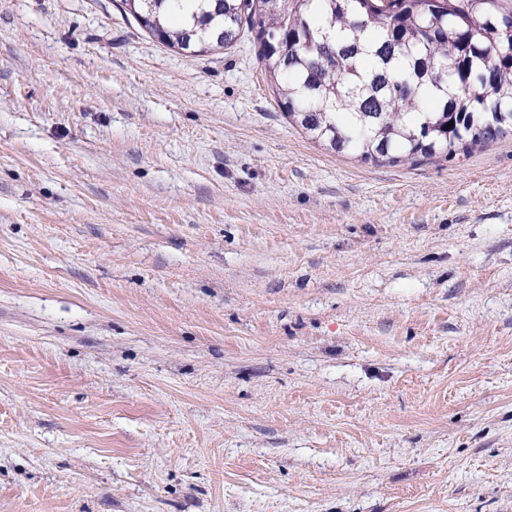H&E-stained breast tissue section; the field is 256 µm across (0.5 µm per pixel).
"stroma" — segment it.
<instances>
[{
    "label": "stroma",
    "mask_w": 512,
    "mask_h": 512,
    "mask_svg": "<svg viewBox=\"0 0 512 512\" xmlns=\"http://www.w3.org/2000/svg\"><path fill=\"white\" fill-rule=\"evenodd\" d=\"M0 512H512V137L338 155L250 38L0 0Z\"/></svg>",
    "instance_id": "stroma-1"
}]
</instances>
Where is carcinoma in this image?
I'll return each mask as SVG.
<instances>
[{
	"label": "carcinoma",
	"instance_id": "1",
	"mask_svg": "<svg viewBox=\"0 0 512 512\" xmlns=\"http://www.w3.org/2000/svg\"><path fill=\"white\" fill-rule=\"evenodd\" d=\"M180 50L249 35L278 105L336 153L397 165L512 133V0H123Z\"/></svg>",
	"mask_w": 512,
	"mask_h": 512
}]
</instances>
